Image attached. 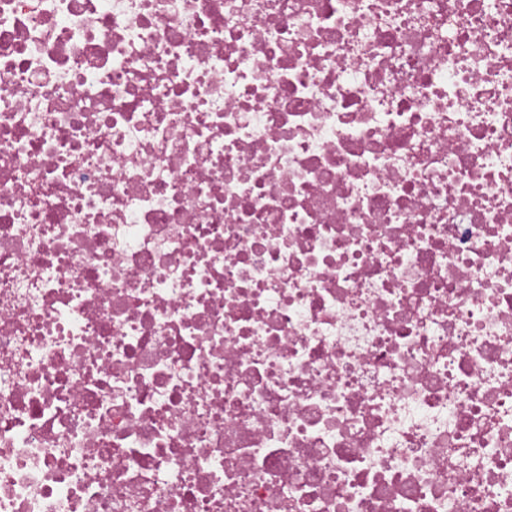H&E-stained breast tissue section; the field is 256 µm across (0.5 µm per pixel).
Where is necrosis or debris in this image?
<instances>
[{
  "instance_id": "obj_1",
  "label": "necrosis or debris",
  "mask_w": 512,
  "mask_h": 512,
  "mask_svg": "<svg viewBox=\"0 0 512 512\" xmlns=\"http://www.w3.org/2000/svg\"><path fill=\"white\" fill-rule=\"evenodd\" d=\"M0 512H512V0H0Z\"/></svg>"
}]
</instances>
